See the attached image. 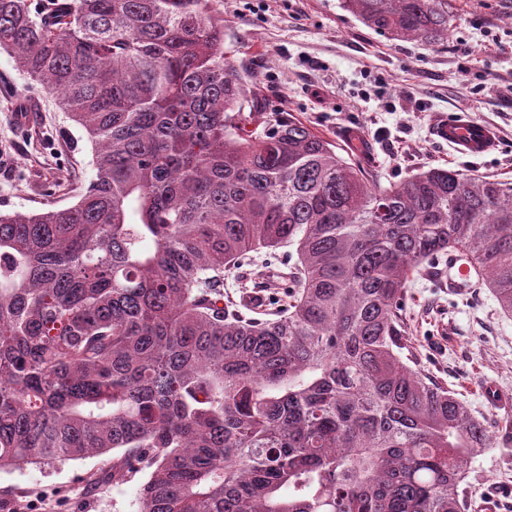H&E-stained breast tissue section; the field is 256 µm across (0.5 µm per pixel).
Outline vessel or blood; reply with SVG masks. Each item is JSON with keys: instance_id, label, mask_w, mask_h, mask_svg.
Masks as SVG:
<instances>
[{"instance_id": "vessel-or-blood-1", "label": "vessel or blood", "mask_w": 512, "mask_h": 512, "mask_svg": "<svg viewBox=\"0 0 512 512\" xmlns=\"http://www.w3.org/2000/svg\"><path fill=\"white\" fill-rule=\"evenodd\" d=\"M434 135L457 153L478 156L494 149L498 133L494 127L476 122L461 112L437 113L432 122ZM448 285L464 291L472 285L470 268L462 258L449 257Z\"/></svg>"}]
</instances>
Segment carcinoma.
Here are the masks:
<instances>
[{"instance_id": "1", "label": "carcinoma", "mask_w": 512, "mask_h": 512, "mask_svg": "<svg viewBox=\"0 0 512 512\" xmlns=\"http://www.w3.org/2000/svg\"><path fill=\"white\" fill-rule=\"evenodd\" d=\"M448 40V0H342ZM0 51L69 113L94 177L0 213V471L103 456L140 512H468L512 439L404 355L409 277L461 255L512 314V182L429 167L384 187L299 122L255 116L213 0H0ZM295 247L274 319L224 268Z\"/></svg>"}]
</instances>
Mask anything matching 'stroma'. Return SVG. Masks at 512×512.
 <instances>
[{"label":"stroma","mask_w":512,"mask_h":512,"mask_svg":"<svg viewBox=\"0 0 512 512\" xmlns=\"http://www.w3.org/2000/svg\"><path fill=\"white\" fill-rule=\"evenodd\" d=\"M224 15V55L255 83L262 116L300 122L349 149V132L370 145L366 166L383 185L429 166L512 181V0H448L447 42L392 41L358 21L341 0H215ZM465 112L496 128L499 146L458 155L431 133L438 112ZM94 176L92 145L67 113L32 87L0 52V212L67 208ZM287 248H260L224 271V303L244 291L275 313L292 270ZM408 346L426 374L447 384L480 419L493 417L481 385L512 391V316L491 290L448 291V261L407 283ZM103 457L0 471V512H139L146 474L94 483ZM473 504L499 499L512 512V447L487 448L468 476Z\"/></svg>","instance_id":"stroma-1"}]
</instances>
